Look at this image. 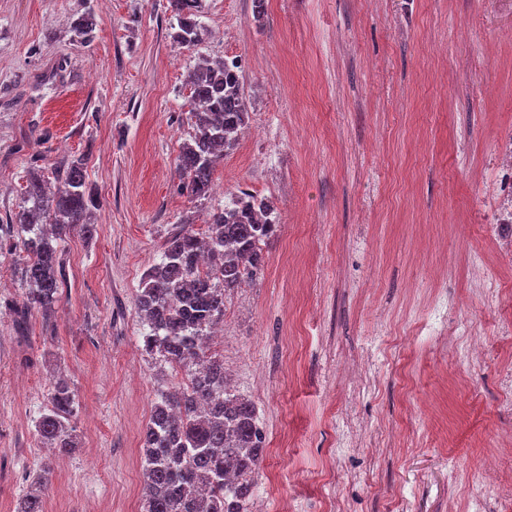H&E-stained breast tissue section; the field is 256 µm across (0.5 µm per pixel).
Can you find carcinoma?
I'll list each match as a JSON object with an SVG mask.
<instances>
[{
	"mask_svg": "<svg viewBox=\"0 0 512 512\" xmlns=\"http://www.w3.org/2000/svg\"><path fill=\"white\" fill-rule=\"evenodd\" d=\"M169 4L177 26L173 41L187 48L204 41L202 0ZM186 85L195 122L178 156L180 190L204 198L218 162L248 124L241 65L202 61L188 71ZM57 181L49 193L43 176L31 174L24 205L12 219L17 241L0 237V251L22 254L25 315L48 313L59 299L60 243L75 232L88 239L95 232L90 216L99 200L86 182L85 160L71 161ZM272 214L267 199L243 191L210 214L205 234L184 225L140 279L135 305L148 328L142 336L145 351L184 368L190 378L188 386L160 391L152 405L142 442L143 512H247L265 435L254 405L226 393L224 356L206 352L204 343L224 318L227 294L262 270V245L277 231ZM49 404L36 420L38 440L61 454L76 450L80 438L71 424L76 401L65 381L55 382ZM48 484L45 476L33 481L15 512H44Z\"/></svg>",
	"mask_w": 512,
	"mask_h": 512,
	"instance_id": "cac0c4a2",
	"label": "carcinoma"
}]
</instances>
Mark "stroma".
Instances as JSON below:
<instances>
[{"instance_id":"stroma-1","label":"stroma","mask_w":512,"mask_h":512,"mask_svg":"<svg viewBox=\"0 0 512 512\" xmlns=\"http://www.w3.org/2000/svg\"><path fill=\"white\" fill-rule=\"evenodd\" d=\"M95 14L90 40L73 23ZM208 36L173 42L168 0H0V224L26 175L86 161L92 239L61 245L52 313L17 328L26 284L0 254V512L44 467L46 512H142L141 439L182 371L148 354L135 292L182 223L242 191L278 218L259 279L225 300L233 393L265 433L262 512H466L478 444L512 438V343L458 363L462 328L500 338L512 274L487 305L481 224L493 147L512 124V0H203ZM237 58L250 132L216 189H178L193 133L185 77ZM450 310V338L428 333ZM65 376L78 450L49 455L34 422ZM362 447L349 448L352 430Z\"/></svg>"}]
</instances>
